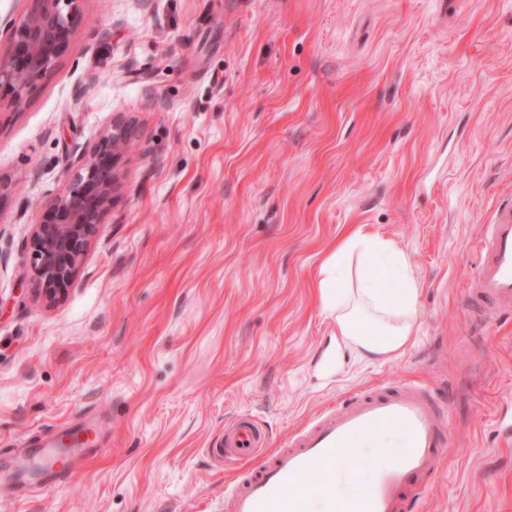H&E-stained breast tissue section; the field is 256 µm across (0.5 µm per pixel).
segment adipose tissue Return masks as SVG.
I'll return each mask as SVG.
<instances>
[{
  "label": "adipose tissue",
  "mask_w": 512,
  "mask_h": 512,
  "mask_svg": "<svg viewBox=\"0 0 512 512\" xmlns=\"http://www.w3.org/2000/svg\"><path fill=\"white\" fill-rule=\"evenodd\" d=\"M389 260L398 288L380 287L372 269ZM361 274L354 288L339 289L335 280L351 263ZM318 285L325 310L336 324V333L346 346L368 358L386 359L411 343L419 314L420 287L403 251L383 237L355 230L344 236L322 265Z\"/></svg>",
  "instance_id": "adipose-tissue-1"
}]
</instances>
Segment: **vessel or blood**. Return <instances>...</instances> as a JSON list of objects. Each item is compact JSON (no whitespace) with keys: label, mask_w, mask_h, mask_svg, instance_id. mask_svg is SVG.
<instances>
[{"label":"vessel or blood","mask_w":512,"mask_h":512,"mask_svg":"<svg viewBox=\"0 0 512 512\" xmlns=\"http://www.w3.org/2000/svg\"><path fill=\"white\" fill-rule=\"evenodd\" d=\"M467 288L492 313L512 312V201L503 204L479 241V262ZM408 437L405 453L393 457L382 438L392 431ZM446 422L428 387L404 381L362 391L326 408L291 436L268 460H261L265 435L248 416L224 428L218 452L231 461L257 460L224 498V512H407L446 455ZM371 451L372 477L365 490L336 499L343 473L339 458L351 449ZM86 448L35 447L15 464L11 477L48 468L58 458L81 459ZM320 481L311 495L295 494L312 472Z\"/></svg>","instance_id":"obj_1"}]
</instances>
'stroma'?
<instances>
[{
  "instance_id": "1",
  "label": "stroma",
  "mask_w": 512,
  "mask_h": 512,
  "mask_svg": "<svg viewBox=\"0 0 512 512\" xmlns=\"http://www.w3.org/2000/svg\"><path fill=\"white\" fill-rule=\"evenodd\" d=\"M58 8L0 0V58L9 24ZM23 98L0 88V465L87 417L107 450L19 485L12 512H224L246 468L212 453L225 424L255 416L272 452L403 380L447 417L411 512H512V318L466 289L512 198V0H80ZM117 115L120 189L48 304L29 229ZM357 229L421 286L415 342L374 363L317 288Z\"/></svg>"
}]
</instances>
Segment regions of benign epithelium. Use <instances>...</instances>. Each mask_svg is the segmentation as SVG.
Returning <instances> with one entry per match:
<instances>
[{
	"instance_id": "benign-epithelium-1",
	"label": "benign epithelium",
	"mask_w": 512,
	"mask_h": 512,
	"mask_svg": "<svg viewBox=\"0 0 512 512\" xmlns=\"http://www.w3.org/2000/svg\"><path fill=\"white\" fill-rule=\"evenodd\" d=\"M66 11L30 13L9 34V60L0 62V86L23 104V90L32 77L49 69L68 47L71 23L80 0H61ZM133 135V123L122 115L112 119L100 140L77 154L65 172L63 191L44 207L27 239L35 295L50 304L61 301L75 286L97 225L119 189L115 171Z\"/></svg>"
}]
</instances>
